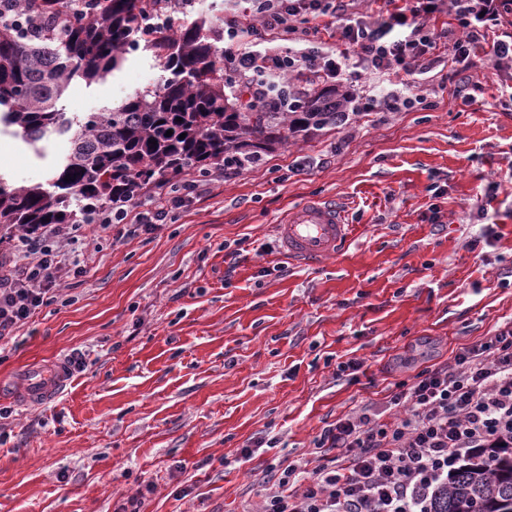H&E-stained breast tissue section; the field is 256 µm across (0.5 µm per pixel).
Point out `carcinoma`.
<instances>
[{
	"instance_id": "1",
	"label": "carcinoma",
	"mask_w": 512,
	"mask_h": 512,
	"mask_svg": "<svg viewBox=\"0 0 512 512\" xmlns=\"http://www.w3.org/2000/svg\"><path fill=\"white\" fill-rule=\"evenodd\" d=\"M46 2L69 7L37 21L12 0L17 19L0 18V126L16 128L33 147L51 133L67 134L71 148L46 186L12 185L0 175V243L47 222L75 224L77 212L119 193L234 155L254 156L348 118L331 107L348 98L334 88L300 100L292 112L241 111L225 92L228 78L217 61L215 42L223 35L207 19L158 36L146 25L147 0ZM140 40L171 77L81 118L58 108L74 78L105 79ZM486 458L488 468L469 464L450 472L432 512H512V446L490 448Z\"/></svg>"
}]
</instances>
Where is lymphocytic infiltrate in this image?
I'll return each instance as SVG.
<instances>
[{"label": "lymphocytic infiltrate", "instance_id": "lymphocytic-infiltrate-1", "mask_svg": "<svg viewBox=\"0 0 512 512\" xmlns=\"http://www.w3.org/2000/svg\"><path fill=\"white\" fill-rule=\"evenodd\" d=\"M249 2L248 11L225 13L223 50L224 72L245 92L249 112L287 111L307 92L303 76L335 79L354 63L374 74L407 75L380 103L408 112L425 99L413 76L433 68L436 50L447 51L452 75L479 56L497 66L512 61V32L503 27L512 0H385L388 11L370 21L358 17L353 0ZM445 11L459 27L435 31L431 21ZM322 32L336 35L341 50L314 45ZM278 40L309 48L282 52ZM166 202L160 196L148 206L140 195L120 196L68 231L55 224L21 231L16 258L0 260V339L53 303L62 277L82 275L73 245L118 224L153 234L167 219ZM391 402L404 408L396 420H381L365 405L324 427L314 446L331 456L314 469L281 460L276 487L258 512H429L451 468L486 465L478 449L512 443V329L421 372Z\"/></svg>", "mask_w": 512, "mask_h": 512}]
</instances>
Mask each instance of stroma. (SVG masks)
Listing matches in <instances>:
<instances>
[{"label":"stroma","instance_id":"1","mask_svg":"<svg viewBox=\"0 0 512 512\" xmlns=\"http://www.w3.org/2000/svg\"><path fill=\"white\" fill-rule=\"evenodd\" d=\"M164 77L141 48L104 81L74 78L61 107L96 112ZM418 81L414 111L350 116L227 181L211 170L154 234L79 245L82 276L0 340V512H119L136 495L141 512H257L274 458L313 469L326 424L366 404L392 420L399 385L512 327V66L442 62ZM42 147L0 134V173L50 178L70 141ZM307 200L342 206L350 240L289 266L275 226ZM75 357L58 398L11 396Z\"/></svg>","mask_w":512,"mask_h":512}]
</instances>
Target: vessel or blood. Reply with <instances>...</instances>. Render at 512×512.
<instances>
[{
	"label": "vessel or blood",
	"instance_id": "vessel-or-blood-1",
	"mask_svg": "<svg viewBox=\"0 0 512 512\" xmlns=\"http://www.w3.org/2000/svg\"><path fill=\"white\" fill-rule=\"evenodd\" d=\"M284 255L290 262L316 267L334 258L349 241L348 224L342 207L323 202H306L291 209L278 226ZM67 381L62 367L33 372L22 392L29 401L52 397Z\"/></svg>",
	"mask_w": 512,
	"mask_h": 512
}]
</instances>
